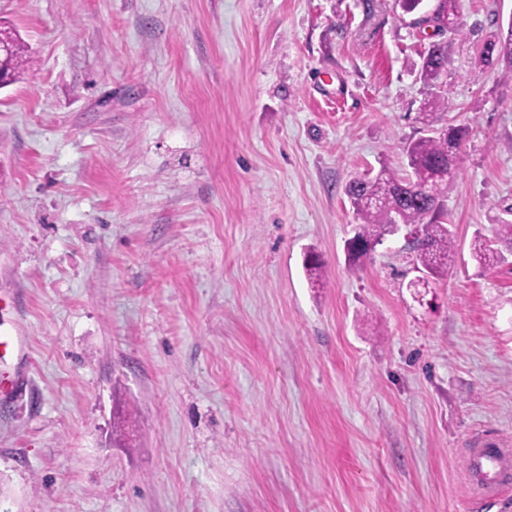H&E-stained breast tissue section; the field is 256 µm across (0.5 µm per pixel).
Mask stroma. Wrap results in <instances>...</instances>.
<instances>
[{
    "label": "stroma",
    "mask_w": 512,
    "mask_h": 512,
    "mask_svg": "<svg viewBox=\"0 0 512 512\" xmlns=\"http://www.w3.org/2000/svg\"><path fill=\"white\" fill-rule=\"evenodd\" d=\"M395 0H0V512H472L463 449L512 448V80ZM469 126L454 256L360 270L353 177L409 171L428 90ZM318 254L311 284L304 258ZM0 28L3 30H0L2 37L6 41L5 42L2 39L0 42V64L8 51L7 43H9L11 48L9 72L6 75L9 77V80H7L5 83H2V81L0 82V86L2 88L3 85L15 81L17 77L20 76L22 69L28 67V64L31 62V57L28 54L24 42L14 29L8 26H1ZM448 67V44H431L422 54L420 78L433 85L438 82ZM494 237L476 235L471 245L472 257L481 269L504 261V252L512 253V224H501Z\"/></svg>",
    "instance_id": "35a3bbf8"
}]
</instances>
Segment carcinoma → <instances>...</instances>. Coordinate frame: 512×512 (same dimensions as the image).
I'll return each instance as SVG.
<instances>
[{"instance_id": "carcinoma-1", "label": "carcinoma", "mask_w": 512, "mask_h": 512, "mask_svg": "<svg viewBox=\"0 0 512 512\" xmlns=\"http://www.w3.org/2000/svg\"><path fill=\"white\" fill-rule=\"evenodd\" d=\"M456 0H437L432 17L440 27L453 22ZM0 36L9 43L11 57L7 77L13 82L31 57L19 34L12 28H0ZM493 56L507 63L505 76L512 79V22L507 33L497 32L486 41ZM448 67V44L434 43L422 54L420 78L433 85ZM448 99L434 95L425 102L422 116L427 135L413 141L406 150L410 173L399 177L385 171L373 178H354L346 187L347 198L360 224L352 240L357 248H346L348 263L360 266L383 237L394 232L397 224L417 229L423 244L415 246L418 263L431 275L448 267L453 255L452 234L445 219L448 189L460 173L458 144L467 137V128L451 126L444 119ZM512 253V224H501L494 237L477 235L472 243V257L481 269L504 261Z\"/></svg>"}]
</instances>
